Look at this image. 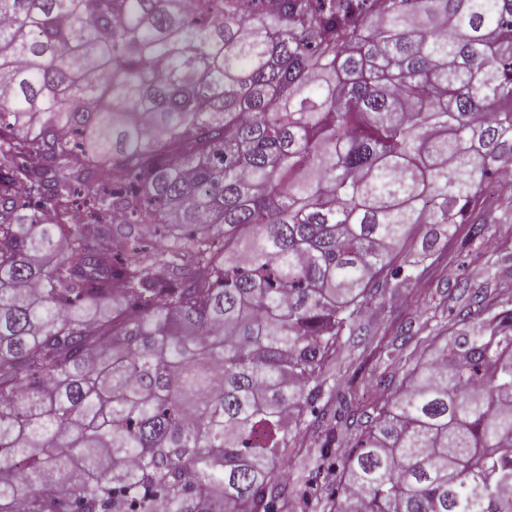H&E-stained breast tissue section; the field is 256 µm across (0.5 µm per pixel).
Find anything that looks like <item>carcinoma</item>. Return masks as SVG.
I'll list each match as a JSON object with an SVG mask.
<instances>
[{"mask_svg": "<svg viewBox=\"0 0 512 512\" xmlns=\"http://www.w3.org/2000/svg\"><path fill=\"white\" fill-rule=\"evenodd\" d=\"M508 163L512 0H0V512H512V308L313 406ZM324 433L314 428L303 431L296 440L295 449L290 454L288 460L283 464L284 469L288 470L290 478H295L296 467L301 458L313 455L322 446L324 442Z\"/></svg>", "mask_w": 512, "mask_h": 512, "instance_id": "carcinoma-1", "label": "carcinoma"}]
</instances>
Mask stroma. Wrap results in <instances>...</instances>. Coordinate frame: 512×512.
Segmentation results:
<instances>
[{"label":"stroma","instance_id":"stroma-1","mask_svg":"<svg viewBox=\"0 0 512 512\" xmlns=\"http://www.w3.org/2000/svg\"><path fill=\"white\" fill-rule=\"evenodd\" d=\"M476 214L488 225L483 239H471L468 225L460 224L431 256L423 252L422 232L407 240L400 257L409 263L411 278L392 293L372 299L367 311L372 338L343 345L339 352L345 365L338 381L345 393H364L370 404L390 397L404 371L418 359L401 347L402 335L461 331L471 302L449 291L450 280L467 282L479 292L483 312L512 306V193L477 206Z\"/></svg>","mask_w":512,"mask_h":512}]
</instances>
